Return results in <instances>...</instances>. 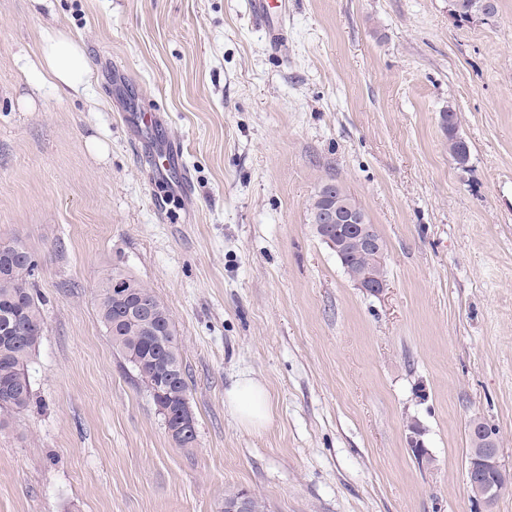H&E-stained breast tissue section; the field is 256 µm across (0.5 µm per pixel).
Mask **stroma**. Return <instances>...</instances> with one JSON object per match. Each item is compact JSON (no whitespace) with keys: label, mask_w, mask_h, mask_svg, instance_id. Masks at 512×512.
Instances as JSON below:
<instances>
[{"label":"stroma","mask_w":512,"mask_h":512,"mask_svg":"<svg viewBox=\"0 0 512 512\" xmlns=\"http://www.w3.org/2000/svg\"><path fill=\"white\" fill-rule=\"evenodd\" d=\"M48 30L81 43L80 91L30 83ZM139 112L182 144L187 199L145 165ZM332 179L386 242L382 297L314 232ZM1 239L38 264L46 330L35 404L0 417V512H224L240 490L270 512H512L466 482L472 419L512 463V0L490 25L448 0H288L276 51L248 0H0ZM115 267L171 311L195 445L112 346ZM243 377L270 394L258 433L224 402ZM442 124L446 132L448 131V153L454 159L456 156L461 153H469L467 142L463 141L460 137H458V133L456 131L457 124V115L452 110H448V112H444L442 114Z\"/></svg>","instance_id":"stroma-1"}]
</instances>
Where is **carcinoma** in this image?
<instances>
[{
    "label": "carcinoma",
    "instance_id": "1",
    "mask_svg": "<svg viewBox=\"0 0 512 512\" xmlns=\"http://www.w3.org/2000/svg\"><path fill=\"white\" fill-rule=\"evenodd\" d=\"M465 11L480 10L488 19L498 14V0H457ZM442 124L448 131V153L456 157L468 152L465 141L456 131L457 115L453 111L442 114ZM352 197L345 188L328 187L315 194L309 204L310 214H317L336 202L350 201ZM30 261L11 269L9 279L0 282V330L16 321L18 338L0 336V388L8 390L11 403L0 404L1 411L21 412L33 402L34 392L29 374V364L38 348L44 325L42 297L36 287L37 265L31 253ZM139 298L151 301L157 308L155 329L166 330L165 346L156 350V337L152 336L138 321L118 320V310L128 308ZM99 314L112 346L131 366L136 380L142 385L156 381L163 372L170 373L174 381L165 390L151 394L155 405L167 409L170 423L174 424L183 415L192 413L185 401L189 384L183 366L182 343L177 334L172 314L164 301L143 282L128 272L113 268L99 285Z\"/></svg>",
    "mask_w": 512,
    "mask_h": 512
}]
</instances>
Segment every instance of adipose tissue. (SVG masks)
<instances>
[{
  "label": "adipose tissue",
  "mask_w": 512,
  "mask_h": 512,
  "mask_svg": "<svg viewBox=\"0 0 512 512\" xmlns=\"http://www.w3.org/2000/svg\"><path fill=\"white\" fill-rule=\"evenodd\" d=\"M35 71L41 84L56 89H78L88 74L84 50L63 32L46 33ZM225 399L243 429L257 431L269 423L270 398L260 383L250 379L239 381L227 391Z\"/></svg>",
  "instance_id": "1"
}]
</instances>
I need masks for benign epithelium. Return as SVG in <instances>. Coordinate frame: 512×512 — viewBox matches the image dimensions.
Masks as SVG:
<instances>
[{"label":"benign epithelium","mask_w":512,"mask_h":512,"mask_svg":"<svg viewBox=\"0 0 512 512\" xmlns=\"http://www.w3.org/2000/svg\"><path fill=\"white\" fill-rule=\"evenodd\" d=\"M327 224H334L340 230L337 231L336 240L333 241L325 235L321 237V241L327 243L342 262H347V255L354 247L371 263L384 264L385 253L381 247L380 233L376 225L367 222L363 212L346 204H338L336 208L319 216L315 230L321 233ZM370 279L371 276L367 274L356 273L354 285L369 295H383L388 288L387 281L372 283ZM469 427L476 444L469 455L466 480L471 496L489 507L501 494V486L495 476L510 475L512 469L501 458L499 438L493 428L476 419L470 421ZM407 430L410 450L419 456L427 454L420 424L413 421L409 423ZM250 499L251 493L247 490L229 495L224 498V512H250Z\"/></svg>","instance_id":"obj_1"}]
</instances>
